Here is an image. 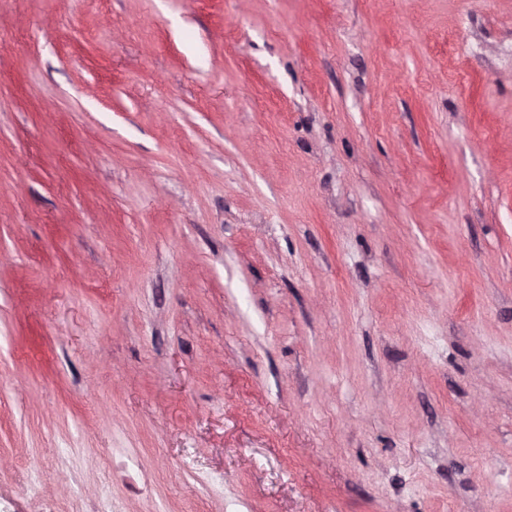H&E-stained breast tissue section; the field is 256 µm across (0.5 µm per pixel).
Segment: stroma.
<instances>
[{"label":"stroma","instance_id":"35a3bbf8","mask_svg":"<svg viewBox=\"0 0 512 512\" xmlns=\"http://www.w3.org/2000/svg\"><path fill=\"white\" fill-rule=\"evenodd\" d=\"M0 512H512V0H0Z\"/></svg>","mask_w":512,"mask_h":512}]
</instances>
